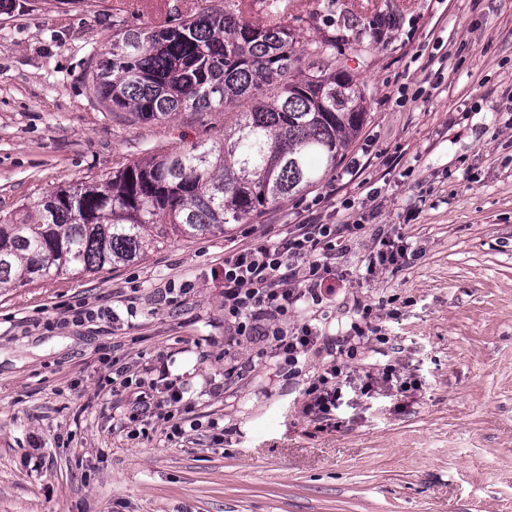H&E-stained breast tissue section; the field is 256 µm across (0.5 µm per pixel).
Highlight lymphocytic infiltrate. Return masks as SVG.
I'll list each match as a JSON object with an SVG mask.
<instances>
[{
  "label": "lymphocytic infiltrate",
  "instance_id": "f902f5d3",
  "mask_svg": "<svg viewBox=\"0 0 512 512\" xmlns=\"http://www.w3.org/2000/svg\"><path fill=\"white\" fill-rule=\"evenodd\" d=\"M359 230L356 224H295L284 232L268 229L261 240L235 248L224 259L225 323L237 335L259 343L258 357L275 359L288 373H301L320 336L311 324L288 329L284 323L298 305L319 303L335 294L331 262L349 249ZM355 350L349 336L337 337L328 348L329 364L305 390L306 415L328 420L340 408L346 361ZM133 385L141 393L129 411V422L154 418L167 424L171 433L183 434L184 390L176 380L162 374L134 381L124 368L113 369V393Z\"/></svg>",
  "mask_w": 512,
  "mask_h": 512
}]
</instances>
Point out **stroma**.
Returning a JSON list of instances; mask_svg holds the SVG:
<instances>
[{
  "label": "stroma",
  "mask_w": 512,
  "mask_h": 512,
  "mask_svg": "<svg viewBox=\"0 0 512 512\" xmlns=\"http://www.w3.org/2000/svg\"><path fill=\"white\" fill-rule=\"evenodd\" d=\"M189 0H16L0 14V217L87 175L224 133L220 112L140 121L101 111L85 72L112 27ZM353 0L295 23L297 50L366 24ZM395 25L338 61L368 115L337 170L142 260L0 292V512H512V0H362ZM361 164L364 172L351 169ZM357 224L342 288L289 314L365 339L329 421L304 412L327 362L293 376L224 322L225 249L270 224ZM390 241L395 264L370 268ZM192 290L173 302L170 283ZM92 314L72 320L69 308ZM248 367L224 380L225 353ZM165 368L190 428L129 433L113 365ZM393 367L415 390L362 394ZM223 433V443L212 441Z\"/></svg>",
  "instance_id": "35a3bbf8"
}]
</instances>
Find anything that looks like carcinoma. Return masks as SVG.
Returning a JSON list of instances; mask_svg holds the SVG:
<instances>
[{
  "label": "carcinoma",
  "mask_w": 512,
  "mask_h": 512,
  "mask_svg": "<svg viewBox=\"0 0 512 512\" xmlns=\"http://www.w3.org/2000/svg\"><path fill=\"white\" fill-rule=\"evenodd\" d=\"M225 0L151 26L119 28L88 56L89 93L106 112L157 120L224 112V137L87 175L0 224V291L94 274L145 257L171 237L195 238L259 217L336 170L367 117L366 98L336 65L340 33L295 50L283 0L277 21L246 20Z\"/></svg>",
  "instance_id": "obj_1"
}]
</instances>
